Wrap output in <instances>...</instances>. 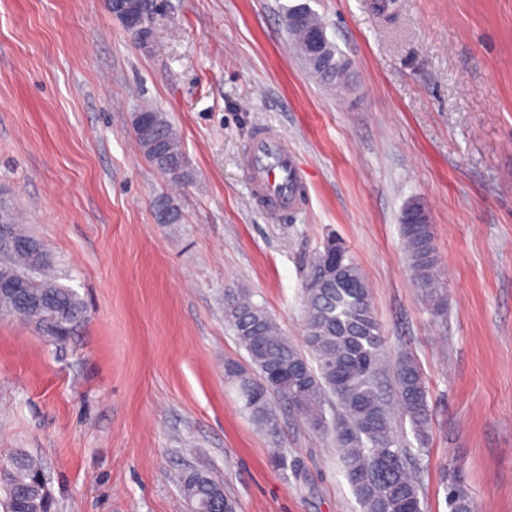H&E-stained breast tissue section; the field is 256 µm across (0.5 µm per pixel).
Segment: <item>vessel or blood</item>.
<instances>
[{
  "mask_svg": "<svg viewBox=\"0 0 512 512\" xmlns=\"http://www.w3.org/2000/svg\"><path fill=\"white\" fill-rule=\"evenodd\" d=\"M251 205L271 215L286 217L306 200V189L295 150L277 129L255 131L245 160Z\"/></svg>",
  "mask_w": 512,
  "mask_h": 512,
  "instance_id": "obj_1",
  "label": "vessel or blood"
}]
</instances>
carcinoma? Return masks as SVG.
<instances>
[{
    "label": "carcinoma",
    "mask_w": 512,
    "mask_h": 512,
    "mask_svg": "<svg viewBox=\"0 0 512 512\" xmlns=\"http://www.w3.org/2000/svg\"><path fill=\"white\" fill-rule=\"evenodd\" d=\"M322 22L312 10L303 15L302 26L291 31L293 40L305 38L307 27ZM344 64L336 49L327 43L326 60L319 81L334 85L343 79ZM138 145L161 172L182 178L186 159L181 140L166 116H151L149 125L134 128ZM402 236L409 265L418 288L428 300L434 316L446 305V289L441 286L438 258L431 224H403ZM325 250L317 251L308 264L303 288L304 349L286 337L267 308L252 300L244 290L224 293V319L240 346L247 352L259 380H243L245 408L262 423L268 414V395L276 392L313 428L332 434L339 452L343 475L361 507V512H422L417 482L408 468L409 449L399 447L390 412L379 392L377 377L384 355V337L376 317L370 290L333 283L318 285ZM338 258L351 265L356 280L365 278L355 257L338 245ZM0 269L29 279L32 295L40 297L45 309L67 314V331L38 314L36 324L56 344L64 343L84 319V305L73 289L49 278L45 271H31L24 254L8 248L0 254ZM395 383L399 409L412 426L417 451H425L430 408L428 389L420 364L410 353H403L395 364ZM337 401L336 415L327 418L324 405L328 397ZM3 466L0 481L5 512L16 501L22 512H43L39 475L43 464L17 452ZM441 485L449 512H476L461 466L445 469ZM223 484L209 473L194 471L183 482L186 499L202 509Z\"/></svg>",
    "instance_id": "cac0c4a2"
}]
</instances>
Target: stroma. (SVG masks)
<instances>
[{"instance_id":"stroma-1","label":"stroma","mask_w":512,"mask_h":512,"mask_svg":"<svg viewBox=\"0 0 512 512\" xmlns=\"http://www.w3.org/2000/svg\"><path fill=\"white\" fill-rule=\"evenodd\" d=\"M296 2L149 0L142 40L107 0H0V198L85 304L60 347L0 315V462L40 458L57 512H190L193 470L236 512H360L330 436L275 393L265 423L245 410L257 373L224 320L225 291L245 288L302 345L306 264L331 234L371 289L386 399L399 354L425 374V452L392 413L425 512H448L453 464L479 512H512V0H311L349 64L336 87L293 44ZM148 108L179 134L186 178L136 144ZM264 123L307 182L285 220L247 203ZM415 199L432 213L439 318L402 244ZM163 202L178 223L160 222Z\"/></svg>"}]
</instances>
